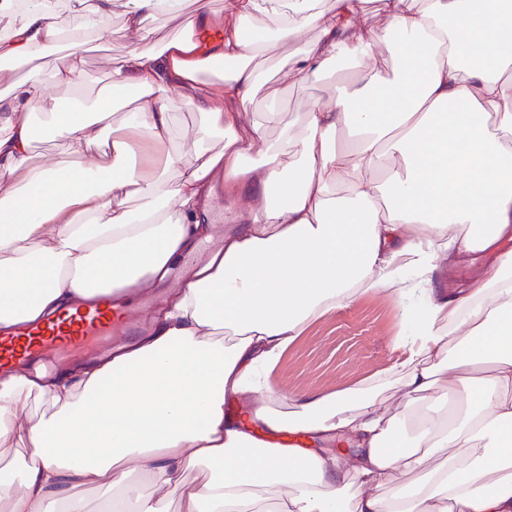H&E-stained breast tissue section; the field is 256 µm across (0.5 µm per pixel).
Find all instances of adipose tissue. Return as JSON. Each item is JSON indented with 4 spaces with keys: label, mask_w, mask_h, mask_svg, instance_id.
<instances>
[{
    "label": "adipose tissue",
    "mask_w": 512,
    "mask_h": 512,
    "mask_svg": "<svg viewBox=\"0 0 512 512\" xmlns=\"http://www.w3.org/2000/svg\"><path fill=\"white\" fill-rule=\"evenodd\" d=\"M196 0L214 33L209 54L173 37L151 48L152 21L184 0H0V63L29 60L62 34L104 32L115 5L131 46L109 92L79 95L71 52L54 80L77 93L60 108L41 81L0 96V327L14 328L117 288L164 282L214 223L213 180L240 209L218 251L201 258L154 313L138 344L77 369L0 375V501L10 512H512V0ZM315 36L288 59L301 86L338 62L397 57L297 120L255 110L264 36ZM229 63L217 83L199 75ZM134 92L112 136V91ZM201 121L169 148L178 102ZM276 137H268L269 122ZM66 139L53 164L33 161L37 127ZM347 131L350 148L336 134ZM496 262L477 266L480 254ZM476 264L466 292L434 274ZM374 290L402 309L408 351L400 411L367 391L299 396L266 371L315 317ZM465 410L422 415L441 383ZM247 411L226 416L227 397ZM414 435L394 439L396 423ZM267 429L307 440L356 438L344 451L262 447ZM448 449L429 466V451ZM418 473L399 483L397 470ZM201 471V485L185 483ZM182 486L177 505L166 491Z\"/></svg>",
    "instance_id": "1"
}]
</instances>
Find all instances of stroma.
<instances>
[{
  "instance_id": "obj_1",
  "label": "stroma",
  "mask_w": 512,
  "mask_h": 512,
  "mask_svg": "<svg viewBox=\"0 0 512 512\" xmlns=\"http://www.w3.org/2000/svg\"><path fill=\"white\" fill-rule=\"evenodd\" d=\"M129 46L122 9L114 7L104 35L78 48L85 62V97L95 95L97 84L106 82L110 68ZM302 46L299 39L271 41L265 82L256 95L257 111H264L272 103L286 119H295L304 103L335 93L336 81L355 78L362 71L360 65L350 62L331 70L323 81L293 85L285 77L286 64L289 55ZM61 60L57 48L51 47L37 61L0 70V92L8 91L14 82L35 76L50 82ZM402 332L401 311L393 295L385 291L363 294L307 324L270 370L269 383L273 389L301 395L379 387L387 403L399 407L404 389L396 380L395 370L403 354L396 348L395 339Z\"/></svg>"
}]
</instances>
